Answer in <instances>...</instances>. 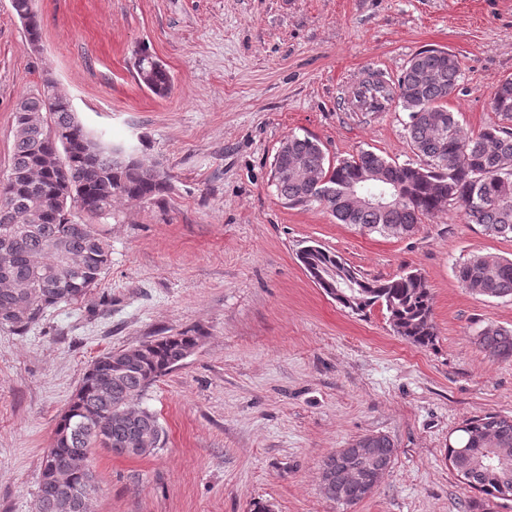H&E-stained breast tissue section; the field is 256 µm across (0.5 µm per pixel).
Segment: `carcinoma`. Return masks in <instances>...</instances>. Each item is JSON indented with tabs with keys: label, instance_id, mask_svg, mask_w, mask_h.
Listing matches in <instances>:
<instances>
[{
	"label": "carcinoma",
	"instance_id": "cac0c4a2",
	"mask_svg": "<svg viewBox=\"0 0 512 512\" xmlns=\"http://www.w3.org/2000/svg\"><path fill=\"white\" fill-rule=\"evenodd\" d=\"M12 8L24 24L28 46L40 48L38 15L30 0H13ZM154 56L145 48L135 60L139 82L157 96L171 87L163 66L153 65ZM455 55L441 49L415 54L397 82L378 75L359 84L357 97L368 108L380 112L393 102L409 111L408 134L418 163L394 164L390 180L399 184L405 199L389 210L350 207L347 190L377 191L382 185L364 181L368 171L391 164L370 150L322 166L324 184L302 190L291 180H276L278 197L288 207L319 204L343 224L391 236L407 235L422 220L448 205L461 209L467 221L479 224L491 235L512 238V78L498 86L490 102L498 121L478 134L465 133L454 113L444 110L443 99L460 80ZM14 144L8 174L14 177L7 198H0V327L23 334L39 324L58 305L86 300L112 264V249L97 228L112 218V203L118 198L152 201L168 190L167 175L159 168L143 165L136 156L122 162L112 157L113 141L87 128L75 116L70 99L47 77L37 92L23 97L15 107ZM288 162L315 157L321 146L307 138L291 136ZM305 270H336V278L319 287L335 296L342 307L362 313L379 304L398 336L419 348L435 345L432 295L418 271L389 280H365L355 290L336 289L341 275L357 272L336 254L319 248L304 257ZM461 286L470 293L512 299V260L476 255L456 271ZM479 343L490 355L512 358V329H486ZM198 346V337L182 333L150 341L136 366L122 378L121 391L135 401L136 417L121 428L112 426V403L106 396L113 388L116 362L130 347L110 350L86 370L69 407L58 419L50 448L43 456L40 481L57 476L77 482L96 480L91 468L80 476L70 464L81 458L90 463L94 450L109 448L126 455L127 436L147 431V441L137 456H148L163 442L164 430L156 414L140 406L149 386L171 372ZM497 427L501 448H512V418L487 414L458 429L455 447L463 448L470 475L469 487L485 495V501L512 496V461L501 463L487 443L474 431L483 423ZM375 465L393 461L391 439L378 436Z\"/></svg>",
	"mask_w": 512,
	"mask_h": 512
}]
</instances>
